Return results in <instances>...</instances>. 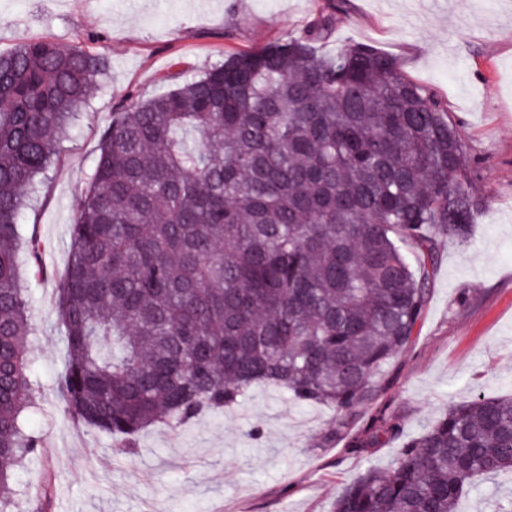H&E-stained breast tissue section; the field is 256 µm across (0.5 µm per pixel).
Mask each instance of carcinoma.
<instances>
[{"label":"carcinoma","instance_id":"obj_1","mask_svg":"<svg viewBox=\"0 0 512 512\" xmlns=\"http://www.w3.org/2000/svg\"><path fill=\"white\" fill-rule=\"evenodd\" d=\"M300 34L236 52L197 78L128 96L104 127L72 218L58 294L64 413L117 455L159 423L175 430L269 384L335 411L328 445L402 435L381 408L349 429L411 343L440 246L464 242L483 205L463 135L386 53ZM104 58L24 38L0 52V512L11 477L43 453L25 416L39 400L18 221L59 157ZM512 477V396L454 405L369 467L334 512H464L478 478Z\"/></svg>","mask_w":512,"mask_h":512}]
</instances>
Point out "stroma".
<instances>
[{"mask_svg":"<svg viewBox=\"0 0 512 512\" xmlns=\"http://www.w3.org/2000/svg\"><path fill=\"white\" fill-rule=\"evenodd\" d=\"M330 8L336 24L319 54L365 44L430 87L463 132L484 201L468 243H444L425 314L376 405L400 416L409 437L450 405L512 394V0H0V51L29 37L107 59L20 219L21 237L38 235L44 267L35 274L19 257L42 393L27 427L48 453L14 472L19 500L46 493L44 512H333L342 486L368 466L396 462L402 439L362 453L341 440L321 446L332 411L264 385L243 405L182 429L144 432L139 455L126 459L108 435L66 416L55 394L73 209L113 112L130 92L171 89L226 54L287 40Z\"/></svg>","mask_w":512,"mask_h":512,"instance_id":"1","label":"stroma"}]
</instances>
